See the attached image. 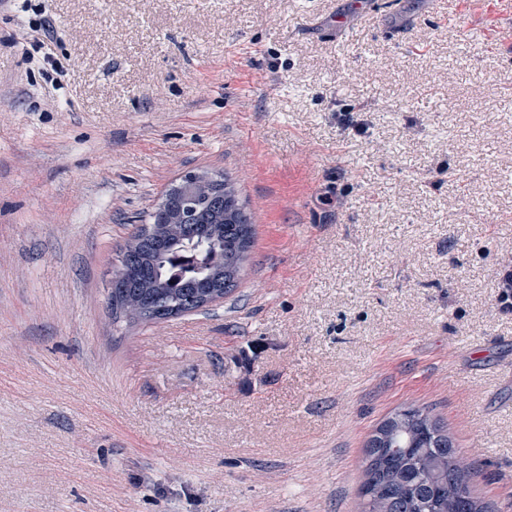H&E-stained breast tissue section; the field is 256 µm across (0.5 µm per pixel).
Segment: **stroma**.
Instances as JSON below:
<instances>
[{
  "instance_id": "obj_1",
  "label": "stroma",
  "mask_w": 512,
  "mask_h": 512,
  "mask_svg": "<svg viewBox=\"0 0 512 512\" xmlns=\"http://www.w3.org/2000/svg\"><path fill=\"white\" fill-rule=\"evenodd\" d=\"M376 2L0 0V512H360L409 404L512 512V0ZM203 166L253 215L240 288L113 322Z\"/></svg>"
}]
</instances>
